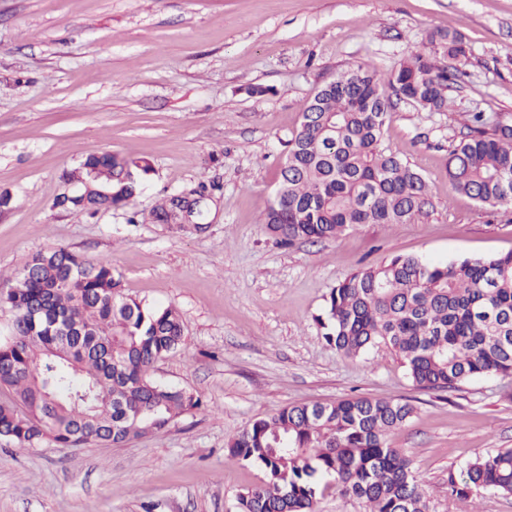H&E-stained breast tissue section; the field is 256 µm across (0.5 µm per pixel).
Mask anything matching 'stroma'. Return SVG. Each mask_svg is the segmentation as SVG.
<instances>
[{
  "label": "stroma",
  "instance_id": "obj_1",
  "mask_svg": "<svg viewBox=\"0 0 512 512\" xmlns=\"http://www.w3.org/2000/svg\"><path fill=\"white\" fill-rule=\"evenodd\" d=\"M468 54L446 112L399 103L382 146L428 182L432 204L406 224H364L284 246L259 216L306 98L341 72L391 71ZM512 125V0H0V290L32 253L64 247L112 265L124 294L179 313L185 338L150 371L203 407L120 447H20L0 438V512H235L260 483L225 458L257 419L348 396L413 408L390 444L410 461L430 512H460L448 475L512 449V379L451 392L415 386L379 344L329 345L319 320L349 274L392 256L445 263L512 252V209L448 193V149L471 113ZM117 154L149 165L144 192L96 215L59 209L63 171ZM206 185L207 232L175 236L151 212Z\"/></svg>",
  "mask_w": 512,
  "mask_h": 512
}]
</instances>
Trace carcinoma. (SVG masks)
<instances>
[{"label":"carcinoma","instance_id":"obj_1","mask_svg":"<svg viewBox=\"0 0 512 512\" xmlns=\"http://www.w3.org/2000/svg\"><path fill=\"white\" fill-rule=\"evenodd\" d=\"M437 40L440 57L414 52L388 73L360 65L306 99L260 219L278 242L333 240L361 224H404L423 212L426 180L381 141L401 101L448 110V86L462 72L447 59L466 57V47L456 31ZM466 128L448 151L450 191L483 207L512 206V126L475 112ZM142 171L147 165L112 153L91 157L63 174L91 191L55 205L92 215L127 205L141 194ZM205 213L202 204L187 221L168 196L152 210L155 222L178 234L204 232ZM119 287L108 261L66 248L27 260L0 296L12 314V334L0 341V388L11 393L0 401V438L21 447L45 440L118 446L202 407L189 390L148 376L184 341L180 315ZM324 314V336L336 350L358 356L383 343L421 388L512 378V252L446 263L397 255L340 281ZM412 413L398 400L348 397L256 420L225 448L229 460L266 473L237 496V512H318L320 488L332 486L366 512H429L409 461L388 442ZM483 491L512 495V449L448 473L450 495L465 500Z\"/></svg>","mask_w":512,"mask_h":512}]
</instances>
